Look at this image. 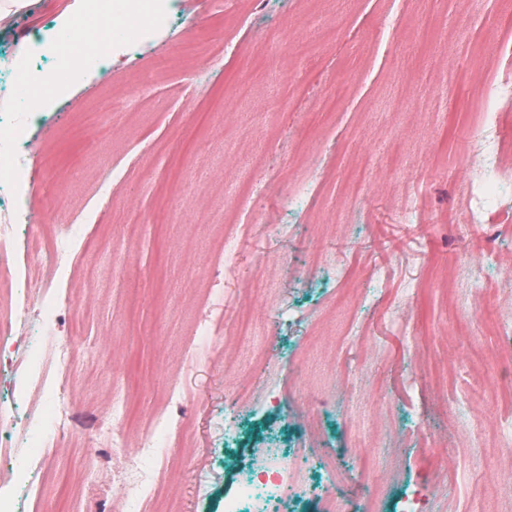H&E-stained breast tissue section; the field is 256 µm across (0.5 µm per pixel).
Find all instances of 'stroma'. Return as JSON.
Instances as JSON below:
<instances>
[{
    "label": "stroma",
    "mask_w": 512,
    "mask_h": 512,
    "mask_svg": "<svg viewBox=\"0 0 512 512\" xmlns=\"http://www.w3.org/2000/svg\"><path fill=\"white\" fill-rule=\"evenodd\" d=\"M70 2L35 0L0 27V120L25 124L28 161L23 190L0 185V209L24 234L81 229L38 351L60 349L78 316L74 351L98 366L74 370L62 416L47 411L53 375L0 360L8 447L25 454L67 418L89 432L30 471L0 455L1 486H37L20 512H138L112 396L129 395L143 424L176 379L185 397L169 413L190 421L191 445L170 450L166 512H224L246 474L289 461L300 480L244 512H322L329 497L339 512H402L417 491L427 512H512V107L474 82L512 76V0H167L162 25L109 62L85 37L83 69L30 110L15 60L62 64ZM305 42L307 58L294 51ZM120 94L131 111H101ZM482 113L503 134L492 215L462 170ZM230 192L252 226L232 279L212 255ZM86 294L92 307L69 309ZM482 381L489 396L473 393Z\"/></svg>",
    "instance_id": "obj_1"
}]
</instances>
